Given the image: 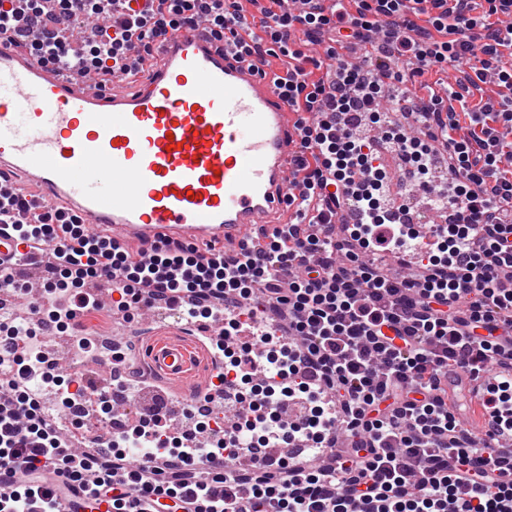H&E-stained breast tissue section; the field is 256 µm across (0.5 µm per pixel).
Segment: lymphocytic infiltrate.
<instances>
[{
    "instance_id": "lymphocytic-infiltrate-1",
    "label": "lymphocytic infiltrate",
    "mask_w": 512,
    "mask_h": 512,
    "mask_svg": "<svg viewBox=\"0 0 512 512\" xmlns=\"http://www.w3.org/2000/svg\"><path fill=\"white\" fill-rule=\"evenodd\" d=\"M297 2L0 0L1 43L105 85L130 58L147 72L161 38L205 24L259 67L280 59L277 88L301 127L298 209L215 259L171 240L104 247L78 217L49 209L19 224L31 196L0 194V225L33 251L55 246L30 335L56 329L91 356L81 319L99 306L82 291L88 279L116 282L112 305L128 320L178 303L220 313L210 346L224 370L207 389L219 396L231 382L246 407L228 429L197 421L204 448L186 447L153 408L133 414L138 448L79 449L20 386L34 359L0 358V512H62L82 492L105 512H512V0ZM93 17L106 26L72 50L71 33ZM300 38L330 57L340 44L375 53L318 76ZM442 63L448 81L430 83ZM398 83L424 133L379 111ZM382 148L423 189L445 169L444 223L424 233L391 221ZM348 199L362 213L350 226L337 221ZM249 309L267 324L254 343L238 337ZM262 351L278 366L264 381ZM454 368L495 382L497 455L448 410ZM223 459L233 470L215 471Z\"/></svg>"
}]
</instances>
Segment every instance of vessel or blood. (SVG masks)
Instances as JSON below:
<instances>
[{
    "label": "vessel or blood",
    "instance_id": "vessel-or-blood-1",
    "mask_svg": "<svg viewBox=\"0 0 512 512\" xmlns=\"http://www.w3.org/2000/svg\"><path fill=\"white\" fill-rule=\"evenodd\" d=\"M156 64L133 86L103 89L0 44V193L23 188L40 202L112 230L117 242L171 238L237 244L288 201L300 142L297 116L233 46L201 28L160 40ZM43 254L0 234V283L19 281ZM160 375L194 370L187 345L160 341L148 353ZM467 371L448 375L465 401Z\"/></svg>",
    "mask_w": 512,
    "mask_h": 512
}]
</instances>
